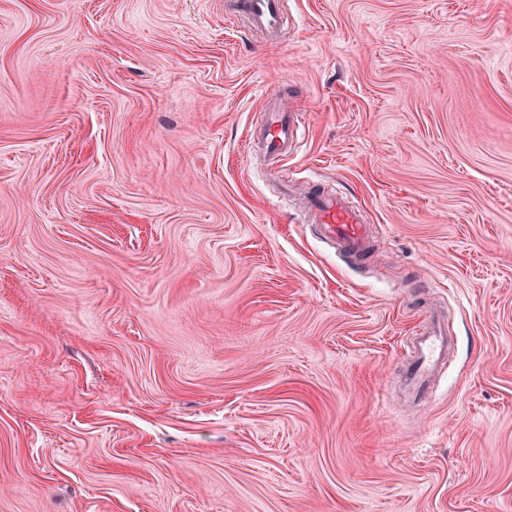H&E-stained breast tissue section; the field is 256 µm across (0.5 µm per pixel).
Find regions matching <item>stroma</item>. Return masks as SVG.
Listing matches in <instances>:
<instances>
[{
  "label": "stroma",
  "instance_id": "obj_1",
  "mask_svg": "<svg viewBox=\"0 0 512 512\" xmlns=\"http://www.w3.org/2000/svg\"><path fill=\"white\" fill-rule=\"evenodd\" d=\"M235 2L0 0V512H512V0ZM236 16L247 18L255 27L264 30L270 39L278 37L280 0H238ZM299 117L295 112H284L275 106L266 109V119L250 132V147L259 145L266 155L273 158L288 157L293 143L301 134L303 122ZM303 211L322 238L353 259H362L371 252V226L365 211L346 196L327 190L319 181L309 182ZM453 340L440 320L430 316L407 345L406 386L415 399L430 397V382L439 364L453 348Z\"/></svg>",
  "mask_w": 512,
  "mask_h": 512
}]
</instances>
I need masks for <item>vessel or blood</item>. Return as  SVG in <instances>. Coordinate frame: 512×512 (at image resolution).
Masks as SVG:
<instances>
[{
  "label": "vessel or blood",
  "instance_id": "1",
  "mask_svg": "<svg viewBox=\"0 0 512 512\" xmlns=\"http://www.w3.org/2000/svg\"><path fill=\"white\" fill-rule=\"evenodd\" d=\"M236 15L247 18L277 38L280 26V0H237ZM297 113L270 107L258 128L251 130L249 141L273 158H285L301 132ZM303 210L319 235L335 243L352 258L368 255L372 248L371 226L364 209L340 193L327 190L320 182L309 183ZM453 347L445 327L437 318L427 319L407 346L406 386L420 400L430 397V382L439 364Z\"/></svg>",
  "mask_w": 512,
  "mask_h": 512
}]
</instances>
